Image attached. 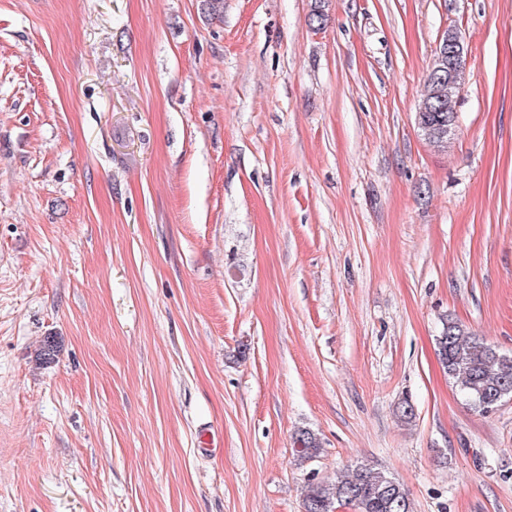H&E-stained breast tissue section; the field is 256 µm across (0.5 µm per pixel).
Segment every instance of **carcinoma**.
Wrapping results in <instances>:
<instances>
[{
	"mask_svg": "<svg viewBox=\"0 0 512 512\" xmlns=\"http://www.w3.org/2000/svg\"><path fill=\"white\" fill-rule=\"evenodd\" d=\"M458 94V86L428 74L416 120L424 139L439 151L448 149V122L457 121ZM435 344L443 370L471 409L487 413L494 401L512 398V355L500 352L452 320L443 322ZM295 445L303 459L320 450L319 439L308 430L296 434ZM342 507H351L354 512H412L402 485L366 464L334 480L308 484L304 512H335Z\"/></svg>",
	"mask_w": 512,
	"mask_h": 512,
	"instance_id": "carcinoma-1",
	"label": "carcinoma"
}]
</instances>
